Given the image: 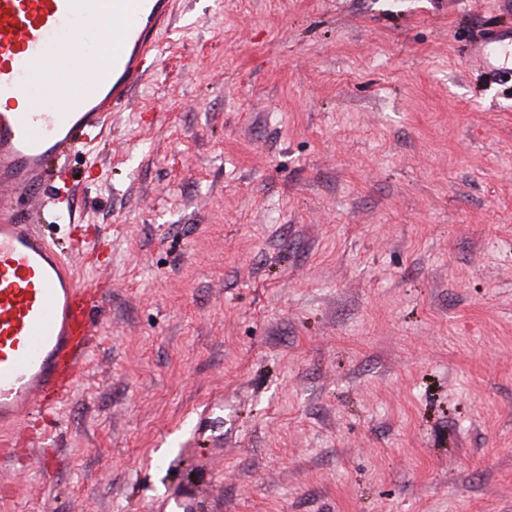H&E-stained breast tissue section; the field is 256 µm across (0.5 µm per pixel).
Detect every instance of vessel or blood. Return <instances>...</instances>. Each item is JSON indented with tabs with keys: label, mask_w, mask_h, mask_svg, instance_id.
I'll use <instances>...</instances> for the list:
<instances>
[{
	"label": "vessel or blood",
	"mask_w": 512,
	"mask_h": 512,
	"mask_svg": "<svg viewBox=\"0 0 512 512\" xmlns=\"http://www.w3.org/2000/svg\"><path fill=\"white\" fill-rule=\"evenodd\" d=\"M175 0H0V434L56 411L92 347L100 297L30 223L52 159L89 153L112 112L151 73ZM107 41L103 55L96 43ZM485 71L512 75V31L472 44ZM51 84L35 86V69ZM28 100L19 109L18 100Z\"/></svg>",
	"instance_id": "1"
}]
</instances>
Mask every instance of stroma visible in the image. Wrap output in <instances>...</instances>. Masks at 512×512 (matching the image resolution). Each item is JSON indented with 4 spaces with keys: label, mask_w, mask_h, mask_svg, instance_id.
Instances as JSON below:
<instances>
[{
    "label": "stroma",
    "mask_w": 512,
    "mask_h": 512,
    "mask_svg": "<svg viewBox=\"0 0 512 512\" xmlns=\"http://www.w3.org/2000/svg\"><path fill=\"white\" fill-rule=\"evenodd\" d=\"M512 0H178L60 243L100 343L0 512H512ZM470 55L487 72L512 75V31L487 33L471 45Z\"/></svg>",
    "instance_id": "35a3bbf8"
}]
</instances>
